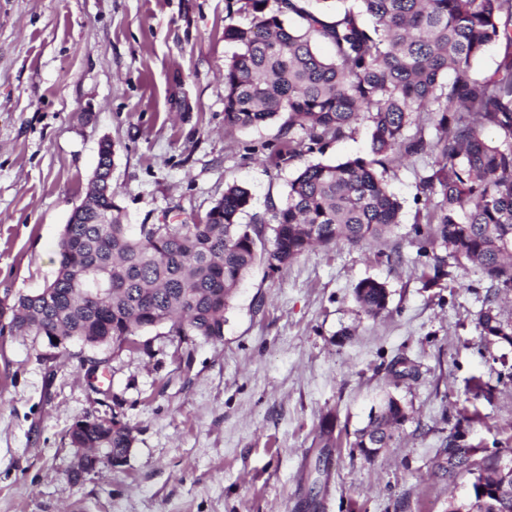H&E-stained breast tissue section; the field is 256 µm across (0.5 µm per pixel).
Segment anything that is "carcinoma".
Here are the masks:
<instances>
[{
	"label": "carcinoma",
	"mask_w": 512,
	"mask_h": 512,
	"mask_svg": "<svg viewBox=\"0 0 512 512\" xmlns=\"http://www.w3.org/2000/svg\"><path fill=\"white\" fill-rule=\"evenodd\" d=\"M311 0H227V12L251 16L246 28L229 25L224 38L238 45L224 65V124L255 127L281 122L306 139L288 138L269 154L275 166L313 152L327 138L354 132L362 117L371 123L366 156L337 164L310 163L288 185L286 198L271 203L269 217L249 224L248 189L229 184L202 220L139 225L123 223L114 192L97 191L113 166L112 143L99 148L85 198L75 206L58 242L54 279L34 294H20L0 335L63 336L112 353L137 347L134 336L165 326L167 335L206 342L224 337V313L238 284L257 263L272 272L314 246L361 244L399 223L401 204L384 179L396 156H435L422 192L438 197L433 223L416 226L432 252L435 274L446 256L478 267L505 291L512 289V60L482 78L470 64L495 42L512 48V0H355L359 11L321 9ZM373 19L366 26L361 14ZM294 15L301 25L292 27ZM335 48L331 59L314 50L316 40ZM426 112L435 138H408L413 114ZM493 127L499 140L485 138ZM445 251L441 255L437 250ZM362 311L383 313V283L355 286ZM480 334L512 345V324L489 307L479 317ZM406 419L400 402L385 398L356 437L358 448H387L393 428ZM335 418L326 415L317 433L330 445ZM73 448H99V463L111 464L132 446V429L112 411L77 420L68 432ZM475 449L448 442L453 474L470 471ZM484 492L453 512H512V481L505 490L497 463L485 466Z\"/></svg>",
	"instance_id": "obj_1"
}]
</instances>
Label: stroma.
<instances>
[{
  "label": "stroma",
  "instance_id": "obj_1",
  "mask_svg": "<svg viewBox=\"0 0 512 512\" xmlns=\"http://www.w3.org/2000/svg\"><path fill=\"white\" fill-rule=\"evenodd\" d=\"M226 0H0V301L41 290L81 203L102 139L131 224L204 217L226 184L247 187L249 215L281 200L296 165L271 166L275 123L224 124ZM369 123L303 162L366 155ZM433 157L389 164L401 222L361 245L311 249L281 271L256 265L225 313L224 338L182 342L140 331L134 351L89 373L46 338L0 336V512H451L475 476L448 472L449 439L476 462H512V346L481 336L512 292L476 266L433 276L416 225ZM434 277V276H433ZM384 282L386 310L358 306L362 279ZM406 360L411 376L391 370ZM400 400L406 421L374 458L355 448L371 407ZM119 409L135 441L124 464L70 476L67 432ZM334 413L327 473L314 439Z\"/></svg>",
  "mask_w": 512,
  "mask_h": 512
}]
</instances>
